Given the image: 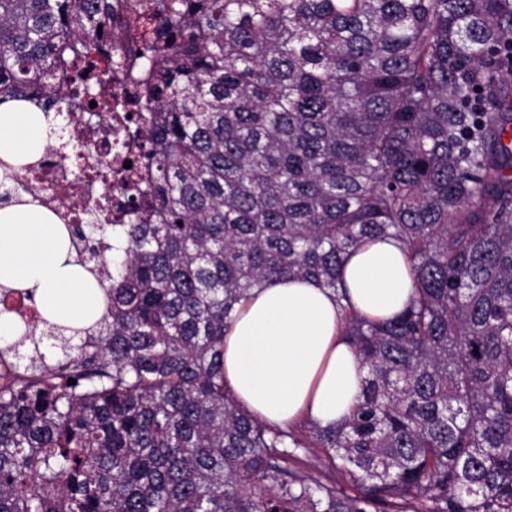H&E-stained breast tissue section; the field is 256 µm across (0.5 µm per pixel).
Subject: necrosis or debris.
Returning a JSON list of instances; mask_svg holds the SVG:
<instances>
[{"label": "necrosis or debris", "mask_w": 512, "mask_h": 512, "mask_svg": "<svg viewBox=\"0 0 512 512\" xmlns=\"http://www.w3.org/2000/svg\"><path fill=\"white\" fill-rule=\"evenodd\" d=\"M123 113L100 110L98 119L89 124H74L69 138L80 153L82 168L93 171L103 165H111L109 182L87 180L79 186L71 184V160L62 150H47L39 161L24 169L26 181L39 187L40 204L55 215L60 223H71L75 203H95L103 195H111L113 201H121L123 161L136 151L137 139L128 136L123 128Z\"/></svg>", "instance_id": "1"}]
</instances>
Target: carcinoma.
<instances>
[{
  "label": "carcinoma",
  "instance_id": "carcinoma-1",
  "mask_svg": "<svg viewBox=\"0 0 512 512\" xmlns=\"http://www.w3.org/2000/svg\"><path fill=\"white\" fill-rule=\"evenodd\" d=\"M7 101L127 112L140 151L125 223L94 222L107 197L67 225L100 318L0 349V512H512V0H0ZM387 239L414 293L344 308L349 418L241 407L234 305L280 278L342 299Z\"/></svg>",
  "mask_w": 512,
  "mask_h": 512
}]
</instances>
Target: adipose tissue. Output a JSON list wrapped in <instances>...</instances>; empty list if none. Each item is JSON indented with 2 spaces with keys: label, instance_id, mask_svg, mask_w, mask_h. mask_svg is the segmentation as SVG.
<instances>
[{
  "label": "adipose tissue",
  "instance_id": "adipose-tissue-1",
  "mask_svg": "<svg viewBox=\"0 0 512 512\" xmlns=\"http://www.w3.org/2000/svg\"><path fill=\"white\" fill-rule=\"evenodd\" d=\"M47 126L24 104H0V159L20 166L44 151ZM64 225L41 206L0 203V294L26 290L49 322L83 327L103 310L92 277L75 262ZM348 303L361 315L386 320L413 292L398 245L364 244L345 262ZM334 294L309 279H283L237 305L224 339V374L238 402L258 419L287 426L308 419L342 422L365 375L342 334Z\"/></svg>",
  "mask_w": 512,
  "mask_h": 512
}]
</instances>
